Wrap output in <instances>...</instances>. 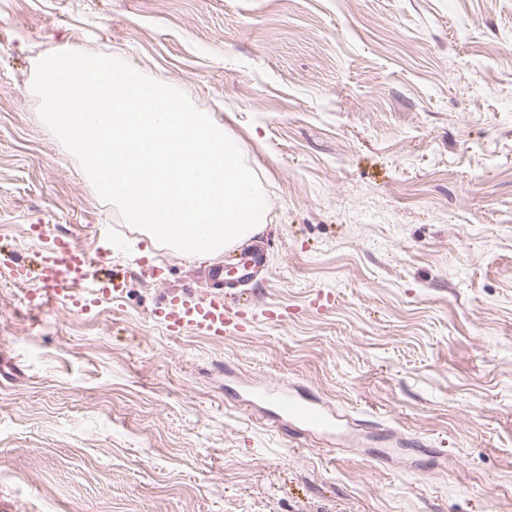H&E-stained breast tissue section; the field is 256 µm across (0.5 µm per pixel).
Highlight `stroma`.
Masks as SVG:
<instances>
[{"instance_id": "stroma-1", "label": "stroma", "mask_w": 512, "mask_h": 512, "mask_svg": "<svg viewBox=\"0 0 512 512\" xmlns=\"http://www.w3.org/2000/svg\"><path fill=\"white\" fill-rule=\"evenodd\" d=\"M63 46L214 115L264 231L196 262L126 223L39 115ZM107 228L85 284L115 297L32 311L55 240ZM260 243L268 273L224 280L245 332L168 333L170 291L211 297ZM268 385L367 422L362 448L293 434ZM1 504L512 512V0H0Z\"/></svg>"}]
</instances>
